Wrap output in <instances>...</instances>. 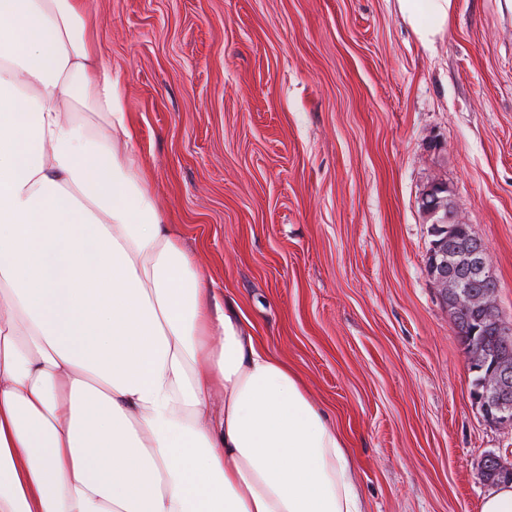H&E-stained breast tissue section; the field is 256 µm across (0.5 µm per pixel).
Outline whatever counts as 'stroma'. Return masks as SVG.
I'll return each mask as SVG.
<instances>
[{"label":"stroma","instance_id":"obj_1","mask_svg":"<svg viewBox=\"0 0 512 512\" xmlns=\"http://www.w3.org/2000/svg\"><path fill=\"white\" fill-rule=\"evenodd\" d=\"M159 208L346 441L365 512H479L484 419L418 207L446 182L512 322V0H83ZM398 15L423 46H431L447 31L456 0H394Z\"/></svg>","mask_w":512,"mask_h":512}]
</instances>
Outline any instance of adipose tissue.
<instances>
[{"label":"adipose tissue","mask_w":512,"mask_h":512,"mask_svg":"<svg viewBox=\"0 0 512 512\" xmlns=\"http://www.w3.org/2000/svg\"><path fill=\"white\" fill-rule=\"evenodd\" d=\"M423 46L456 0H395ZM0 512H364L160 211L82 0H0Z\"/></svg>","instance_id":"obj_1"}]
</instances>
